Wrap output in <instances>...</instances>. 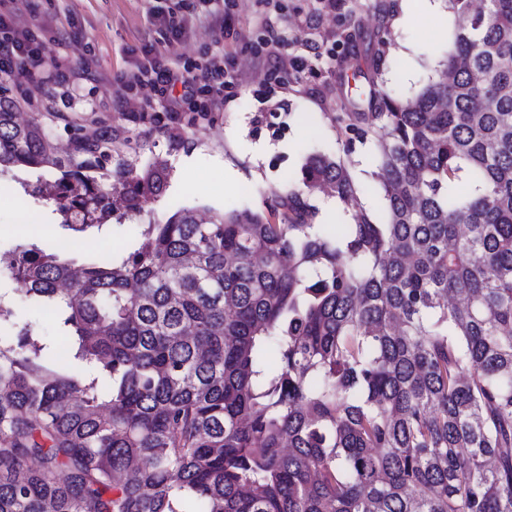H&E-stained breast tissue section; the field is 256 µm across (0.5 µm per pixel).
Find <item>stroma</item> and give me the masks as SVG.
<instances>
[{"label":"stroma","instance_id":"stroma-1","mask_svg":"<svg viewBox=\"0 0 512 512\" xmlns=\"http://www.w3.org/2000/svg\"><path fill=\"white\" fill-rule=\"evenodd\" d=\"M38 11L52 22L65 24V45L52 47L49 56L62 67L80 66L84 54H92L95 80L89 81L79 97H71L60 87L47 100H30L22 112L31 114L50 107L76 121L116 130L113 160L136 165L148 156L167 157L171 164L168 184L157 197L143 199L140 213L127 215L116 210L107 226L85 238L78 247L81 255L101 251L123 256L133 251L144 225L161 224L176 210L198 213H225L244 208L265 211L271 190L298 187L302 167L315 151L333 152L337 113L347 111L375 78L401 95L416 94L438 68L449 27H433L426 17L406 22L402 0H336L333 12H326L323 0H246L238 24L224 36L206 28L183 42L169 44L172 61L198 59L213 43L240 48L242 90L223 111L207 119L184 113L180 142L168 134L133 126L129 116L112 107V86L107 76L134 65L137 48L145 43L167 42V32L158 21L160 13L180 5L189 14L195 0H33ZM287 14L291 52L308 56V47L317 44L326 52L309 58L300 73L289 72L285 79L263 84V71L273 68L266 61L256 68L242 48L252 39L251 16L270 9ZM389 32L379 43V29ZM384 50L388 65L373 68L377 50ZM238 172L237 181L224 180L225 169ZM36 172L14 169L0 173V247L8 248L23 238L29 215H37L47 226V237L67 236L48 195L37 192Z\"/></svg>","mask_w":512,"mask_h":512}]
</instances>
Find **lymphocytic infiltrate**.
I'll use <instances>...</instances> for the list:
<instances>
[{"label":"lymphocytic infiltrate","instance_id":"1","mask_svg":"<svg viewBox=\"0 0 512 512\" xmlns=\"http://www.w3.org/2000/svg\"><path fill=\"white\" fill-rule=\"evenodd\" d=\"M23 2L0 0V74L15 80L33 96L63 85L81 89L89 75L88 65L63 69L48 64L49 48L41 37L47 23L34 14L29 23L18 24ZM239 6L240 0H201L199 11L163 19L162 24L177 40L188 36L199 23L221 32L238 21ZM260 28L261 36L250 45L253 58L260 60L273 53L280 59H290L287 16L266 15ZM236 66V53L218 47L206 51L201 60L175 67L154 44L147 43L132 68L113 75L112 106L116 111L142 117L153 128L170 132L182 113L193 112L205 118L223 111L225 102L239 90Z\"/></svg>","mask_w":512,"mask_h":512}]
</instances>
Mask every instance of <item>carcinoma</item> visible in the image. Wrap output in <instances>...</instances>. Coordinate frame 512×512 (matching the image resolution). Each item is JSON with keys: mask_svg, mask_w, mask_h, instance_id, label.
Wrapping results in <instances>:
<instances>
[{"mask_svg": "<svg viewBox=\"0 0 512 512\" xmlns=\"http://www.w3.org/2000/svg\"><path fill=\"white\" fill-rule=\"evenodd\" d=\"M448 2L436 76L336 114L382 213L332 235L291 188L179 209L122 257L0 250L70 343L0 293V512H512V0ZM17 113L0 85V172L58 171L63 229L166 189L167 159L114 166L112 134ZM302 175L345 213L362 191L338 152Z\"/></svg>", "mask_w": 512, "mask_h": 512, "instance_id": "cac0c4a2", "label": "carcinoma"}]
</instances>
